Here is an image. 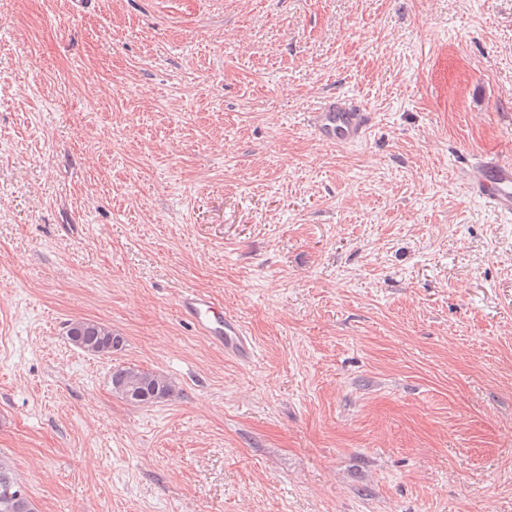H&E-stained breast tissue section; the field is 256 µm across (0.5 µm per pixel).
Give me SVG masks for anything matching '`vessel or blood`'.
<instances>
[{
  "mask_svg": "<svg viewBox=\"0 0 512 512\" xmlns=\"http://www.w3.org/2000/svg\"><path fill=\"white\" fill-rule=\"evenodd\" d=\"M372 117L357 102L345 96L330 95L310 112L308 125L315 136L326 143L349 146L361 142ZM470 189L496 212L512 217V159H486L466 169ZM181 312L189 317L200 333L222 347L226 354L248 361L254 346L238 320L225 315L205 294L188 291L179 301Z\"/></svg>",
  "mask_w": 512,
  "mask_h": 512,
  "instance_id": "vessel-or-blood-1",
  "label": "vessel or blood"
}]
</instances>
